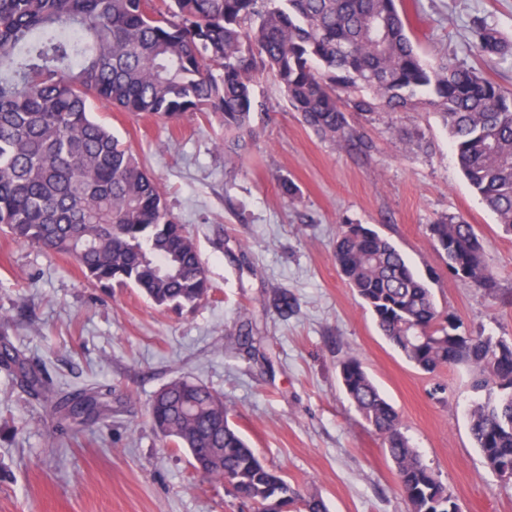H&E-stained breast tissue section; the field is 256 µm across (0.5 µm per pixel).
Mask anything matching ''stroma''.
<instances>
[{"instance_id":"35a3bbf8","label":"stroma","mask_w":512,"mask_h":512,"mask_svg":"<svg viewBox=\"0 0 512 512\" xmlns=\"http://www.w3.org/2000/svg\"><path fill=\"white\" fill-rule=\"evenodd\" d=\"M428 59L448 55L512 90V52L497 63L471 51L473 16L512 43V0H404ZM244 150L224 145L214 114L176 123L95 103V118L130 145L196 244L207 299L152 306L136 288H104L66 256L0 233V338L53 388L108 385L105 422L71 430L50 403L0 369V512H252L167 446L145 411L174 379L220 393L229 421L259 458L329 512H410L382 442L339 378L359 357L401 414L422 461L463 512H512V482L483 465L468 411L483 392L471 373L410 365L346 287L334 258L345 221L371 225L408 258L459 334L512 339V234L469 186L428 106L351 115L372 141L359 155L303 126L272 77ZM293 180L296 200L280 191ZM446 215L473 224L496 275L485 292L454 277L427 227Z\"/></svg>"}]
</instances>
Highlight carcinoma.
Returning a JSON list of instances; mask_svg holds the SVG:
<instances>
[{
    "label": "carcinoma",
    "instance_id": "carcinoma-1",
    "mask_svg": "<svg viewBox=\"0 0 512 512\" xmlns=\"http://www.w3.org/2000/svg\"><path fill=\"white\" fill-rule=\"evenodd\" d=\"M468 33L485 59L505 56L487 18ZM263 72L304 126L361 155L373 145L347 112H408L425 94L470 186L512 233V91L448 56L426 61L399 0H0V225L17 241L71 258L104 287L131 285L159 308L197 304L210 282L193 239L155 177L90 106L166 123L218 113L241 151L261 107L254 83ZM429 235L454 276L495 287L464 217L439 218ZM334 254L345 284L409 363L428 374L471 370L488 395L468 413L475 446L496 476L512 470V341L457 333L406 257L368 225L342 224ZM0 367L73 422L110 411L112 390L60 396L6 343ZM339 377L382 440L410 512H461L362 362L343 360ZM148 415L195 470L231 487L254 512H327L322 498L301 495L261 461L207 385L168 383L149 400Z\"/></svg>",
    "mask_w": 512,
    "mask_h": 512
}]
</instances>
